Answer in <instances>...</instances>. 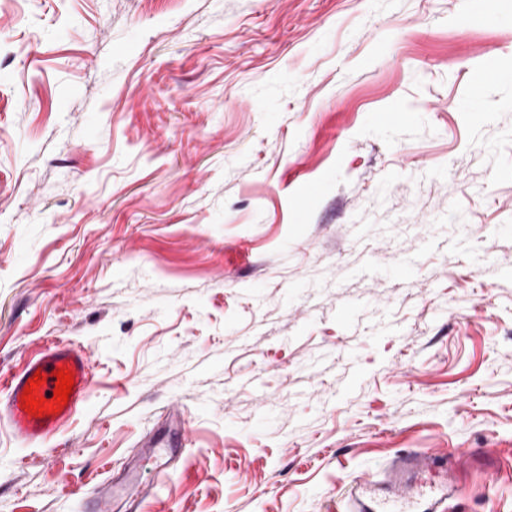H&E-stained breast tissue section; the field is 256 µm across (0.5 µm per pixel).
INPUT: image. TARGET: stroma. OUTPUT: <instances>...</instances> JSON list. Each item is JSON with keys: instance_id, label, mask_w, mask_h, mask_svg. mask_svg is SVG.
<instances>
[{"instance_id": "stroma-1", "label": "stroma", "mask_w": 512, "mask_h": 512, "mask_svg": "<svg viewBox=\"0 0 512 512\" xmlns=\"http://www.w3.org/2000/svg\"><path fill=\"white\" fill-rule=\"evenodd\" d=\"M473 11L0 0V370L93 376L0 427V512H92L178 418L143 512H337L416 448L494 449L446 512H512V0ZM89 363L88 353L84 349L69 342L55 341L26 359L18 368L6 372L1 370L0 422H5L13 437L28 447H38L54 438L87 401L92 388ZM56 367L69 370L74 379V389L65 407L55 405V400H52L57 379L49 377V374ZM38 370L45 375V380L36 391L32 390V394L35 399H46L43 405H46L47 411H43L45 415L42 416L38 412V416L34 417L33 413L23 411L21 401L25 403L22 400L24 388ZM50 403L56 406L58 412L52 413ZM48 409H51V414L46 416Z\"/></svg>"}]
</instances>
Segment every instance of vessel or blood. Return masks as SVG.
I'll return each mask as SVG.
<instances>
[{"mask_svg":"<svg viewBox=\"0 0 512 512\" xmlns=\"http://www.w3.org/2000/svg\"><path fill=\"white\" fill-rule=\"evenodd\" d=\"M87 352L71 343L55 341L26 359L18 368L0 371V422L23 445L37 447L54 438L85 404L92 379ZM62 368L72 373L74 389L65 407L50 415L33 416L24 411L22 394L35 372L44 382L37 398L53 391L52 373ZM460 487L458 468L447 456L427 448L396 455L374 478L354 481L341 498L342 512H442L448 498Z\"/></svg>","mask_w":512,"mask_h":512,"instance_id":"1","label":"vessel or blood"}]
</instances>
